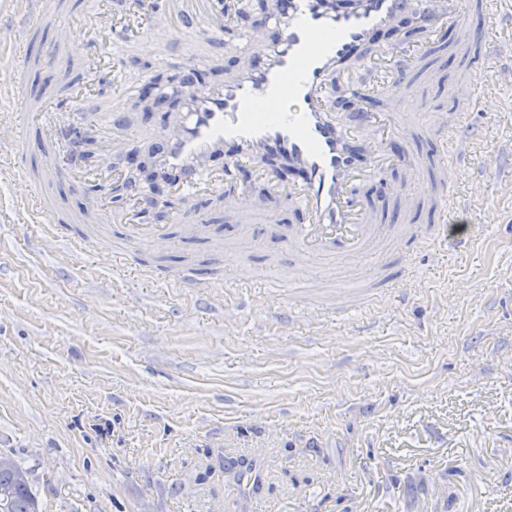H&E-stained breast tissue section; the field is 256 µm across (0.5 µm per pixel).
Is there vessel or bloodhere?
<instances>
[{
  "label": "vessel or blood",
  "instance_id": "obj_1",
  "mask_svg": "<svg viewBox=\"0 0 512 512\" xmlns=\"http://www.w3.org/2000/svg\"><path fill=\"white\" fill-rule=\"evenodd\" d=\"M12 6L23 23L14 29L8 44L19 53L31 34L29 18L44 20L49 0H12ZM141 6L142 0H114L112 7L125 17V24L95 25L78 35L60 30L63 41L84 50L83 79L72 90L71 103H79L82 89L95 86L104 75L89 45L101 41L112 48L119 46ZM461 10L462 0H357L345 11L327 8L324 0H275L262 37L238 30L228 33L223 24H215L212 33L229 35L240 47L245 64L233 77L180 89V110L158 140L156 168L170 177L179 197L189 198L205 189L249 215L258 204L247 192V172L259 160H284L300 171L298 190L284 189L275 169H266L264 175L270 194L294 203L306 217L305 223L288 231L289 245L298 259L368 253L384 229L374 223L369 204L355 197L352 179L381 178L391 163L411 171L417 164L413 155L392 148L393 139L406 136L404 113L381 116L366 111L363 100L376 93L389 96L396 92L409 74L411 58L395 54L389 46L380 49V58L390 61L391 68L374 85H352L349 127L340 126L332 117L339 106L330 87L342 65L371 44L377 32L392 29L400 17L416 14L422 27L431 32L457 21ZM485 18L484 26L470 34L471 41L484 46L497 40L503 25L494 0H487ZM26 73L25 64H18L16 78L0 84L1 106L9 104L17 111L26 106L18 85ZM114 124L115 115L109 110L89 124L100 145L98 168L102 171L108 170L112 155L127 144L126 137L105 135V128ZM474 140V133L465 127L451 137L450 159L443 164L434 198L444 218L438 233L453 248L469 243L467 228L458 224L463 209L453 182L455 173L470 160ZM219 157L225 160L220 175L212 167ZM19 206L33 221L50 223L51 211L40 195L21 198ZM112 221L126 225L131 243L144 241L159 250L171 245L163 225L134 221L123 210L113 212Z\"/></svg>",
  "mask_w": 512,
  "mask_h": 512
}]
</instances>
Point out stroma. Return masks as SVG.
<instances>
[{"instance_id": "35a3bbf8", "label": "stroma", "mask_w": 512, "mask_h": 512, "mask_svg": "<svg viewBox=\"0 0 512 512\" xmlns=\"http://www.w3.org/2000/svg\"><path fill=\"white\" fill-rule=\"evenodd\" d=\"M55 2V23L24 49L37 63L23 90L64 121L82 60L57 47L56 26L106 20L113 0ZM156 21L144 6L140 30L119 49L124 84L83 94L89 117L122 102L129 148L112 157L116 178L128 154L149 158L148 135L165 123L139 105L144 79L178 86L191 49L212 81L241 63L203 19L190 39L143 46ZM402 46L418 52L400 93L422 166L419 204L405 208L396 193L398 166L388 190L366 179L356 191L377 223L414 227L423 242L407 265L392 249L365 260L359 303L344 316L316 276L296 271L285 240L246 231L208 194L174 201L177 213L204 220L200 236L169 224L175 245L159 251L105 223L92 251L24 222L16 202L25 186L0 179V452L28 469L42 512H512V77L489 81L471 109L451 95L512 61L490 46L433 80L420 35ZM437 109L467 112L480 138L455 178L471 207L465 252L431 243L441 216L424 194L449 137L433 123ZM24 122L9 117L0 132ZM25 130L29 170L66 154L41 127ZM86 164L73 160L48 186L57 223L95 212L77 186ZM122 253L128 261L115 263ZM186 266L211 287L173 285ZM236 266L253 280L228 279ZM396 278L398 293L385 286ZM240 457L263 470L257 496L240 494L224 469Z\"/></svg>"}]
</instances>
